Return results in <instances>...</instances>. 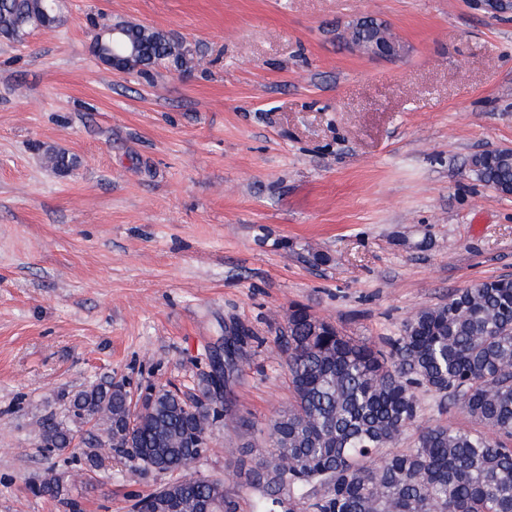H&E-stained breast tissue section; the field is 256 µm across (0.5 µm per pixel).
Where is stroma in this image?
<instances>
[{"instance_id": "1", "label": "stroma", "mask_w": 512, "mask_h": 512, "mask_svg": "<svg viewBox=\"0 0 512 512\" xmlns=\"http://www.w3.org/2000/svg\"><path fill=\"white\" fill-rule=\"evenodd\" d=\"M0 38V512H131L162 474L106 458L80 476L44 422L108 379L198 395L224 328L253 336L191 468L251 512L243 464L291 402L282 342L306 306L368 342L477 279L512 274V196L470 169L512 147V13L471 0H65ZM409 46L342 47L359 16ZM145 25L191 70L112 71L91 20ZM76 159L69 173L47 149ZM383 25L384 23L373 15H362L348 28L345 35L346 42L354 51H360L369 58L390 61H397L404 58L408 54V47L406 43L395 36L389 28L381 39L373 40L366 44L358 40L360 31L371 28H381ZM60 480V478L41 479L39 482H34L30 486V490L35 495H47L53 498H58V501L63 505V507H65V509H68V512H81V506L78 501L62 497L63 482H60Z\"/></svg>"}]
</instances>
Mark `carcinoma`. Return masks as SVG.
<instances>
[{"label": "carcinoma", "mask_w": 512, "mask_h": 512, "mask_svg": "<svg viewBox=\"0 0 512 512\" xmlns=\"http://www.w3.org/2000/svg\"><path fill=\"white\" fill-rule=\"evenodd\" d=\"M51 27L61 18L45 0H0V36L21 40L29 22ZM126 42L137 48L133 65L189 66V50L158 30L121 23ZM478 179L512 192V154L497 151L471 160ZM307 308L288 315V411L268 424L270 450L258 452L256 470L277 479L257 492L253 512H512V280L475 281L448 299L420 309L400 335L376 346L321 320L313 328ZM448 400L472 427H419L417 392ZM130 391L110 380L71 399L72 423L87 425V471L112 454L137 468L181 476L150 498L187 504L216 503L215 512H238V497L221 478L196 479L189 470L205 452V420L217 404L208 381L188 403L175 391L148 386L140 409L130 412ZM117 449L103 448L97 425ZM413 440L398 447L402 434ZM50 448L64 451L77 431L63 423L44 428ZM32 493L58 499L68 512L78 501L62 496L60 479H42Z\"/></svg>", "instance_id": "obj_1"}]
</instances>
